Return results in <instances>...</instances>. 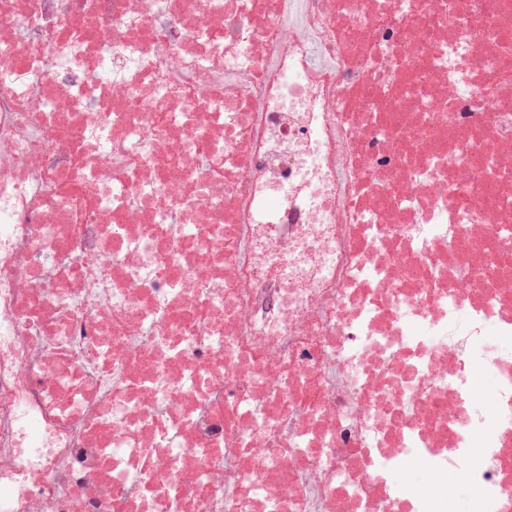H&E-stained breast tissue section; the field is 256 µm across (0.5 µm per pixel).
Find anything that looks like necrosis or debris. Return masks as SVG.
I'll return each instance as SVG.
<instances>
[{
  "instance_id": "4bbe7bcc",
  "label": "necrosis or debris",
  "mask_w": 512,
  "mask_h": 512,
  "mask_svg": "<svg viewBox=\"0 0 512 512\" xmlns=\"http://www.w3.org/2000/svg\"><path fill=\"white\" fill-rule=\"evenodd\" d=\"M452 479L512 512V0H0V512Z\"/></svg>"
}]
</instances>
